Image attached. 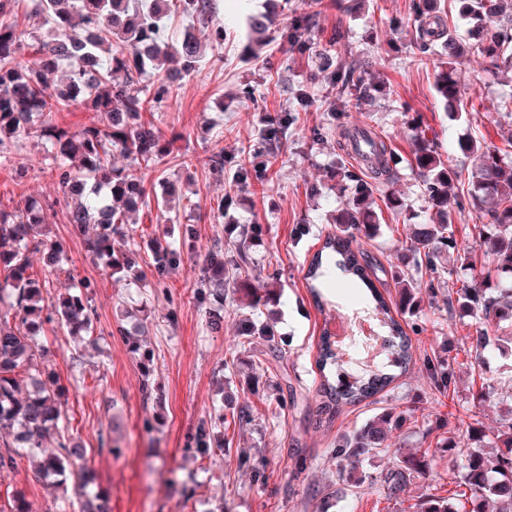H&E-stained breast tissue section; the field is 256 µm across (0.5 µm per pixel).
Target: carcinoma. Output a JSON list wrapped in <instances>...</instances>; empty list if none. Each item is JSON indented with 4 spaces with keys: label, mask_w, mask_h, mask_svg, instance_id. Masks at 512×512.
<instances>
[{
    "label": "carcinoma",
    "mask_w": 512,
    "mask_h": 512,
    "mask_svg": "<svg viewBox=\"0 0 512 512\" xmlns=\"http://www.w3.org/2000/svg\"><path fill=\"white\" fill-rule=\"evenodd\" d=\"M458 14L473 24L471 38L449 32L437 0H414L418 46L427 53L440 45L447 61L439 72L435 89L445 110L462 117L463 99L455 78L456 67L464 64L474 51L488 59L499 71H512V0H454ZM13 0H0V163L11 161L16 144L34 127L47 138V154L52 160L58 184L73 202L68 221L86 237L88 248L105 260L116 274L130 267L135 251L131 249L122 225L149 203L144 175L118 169L108 158L112 152L124 154L131 163L156 167L170 154V143L160 131L144 120L165 102L178 79L169 73L166 63L171 37L165 19L177 9L191 19L177 41L182 70L189 73L199 65L203 54L196 37L190 35L193 23L209 21L212 0H37L39 54L30 62L19 60L23 32L11 21ZM275 15L266 13L250 18L256 44L274 25ZM314 19L299 17L285 39L292 47L307 51L305 32ZM316 74L336 86V67L329 56L320 58ZM355 95L368 96L377 85L366 73L348 78ZM79 103L98 115V120L70 131L53 122L57 112H67ZM309 99L295 98L292 107L266 121L260 130V147L238 165L235 180L248 185L266 176V168L255 162L262 153L279 151L286 140L299 109ZM362 154L375 177H389L388 147L381 141L365 138ZM467 156H476L468 169L448 165L429 141H414L411 166L425 185L428 209L433 212L426 224H413L410 245L391 265L397 288L398 313L416 316L421 308L423 271L439 272L442 251L456 250L454 264L462 270H474L472 250L458 244L449 209L454 188L467 183L468 199L477 207L486 223L478 226L476 244L482 252L484 269L462 281L448 293V306L479 316L484 323L464 337L465 363L480 367L492 352L509 353L507 343L489 335L491 328L512 324V165L498 153L482 150L474 140L459 142ZM161 189L157 206L168 205L176 189L168 177H156ZM375 184L363 177L351 180L348 197L334 218L336 233L328 237L323 249L312 259L308 270L309 290L317 306H324L325 282L336 267L366 288L358 303L376 315L384 332L382 351L385 361L370 366L356 363L362 341L356 340L347 354L337 348L334 336H320L316 363L321 381L318 415L331 419L336 410L370 398L394 380L390 367L407 365L412 360L410 340L400 322L392 315L385 297L369 278L371 259L362 242L375 239L380 230V214L374 200ZM41 213L0 210V479L14 472L21 461L39 478L53 477L63 487H71L70 496L58 505L67 512L71 501L79 503V512H106L102 491L86 464L87 449L70 437H61L54 448L45 446L53 435L65 429L66 415L61 409L62 389L54 386L41 361V336L46 324L55 321L72 336L92 332L94 310L89 305L92 284L81 281L75 291L61 295L54 305L55 316L42 315L43 290L50 277L59 271L65 255L59 240L43 239L35 227L43 223ZM261 234L253 225L243 229L239 260L226 277L224 251L219 248L207 256V276L201 281V294L224 297V283L242 294L247 307L256 310L274 305L279 288L253 283L246 270L247 247ZM48 255L44 278L29 273L32 252ZM159 277H165L177 257L170 243H156L153 250ZM244 332L259 335L278 346L273 327L246 321ZM458 356L437 355L427 360L429 378L438 389L446 390L454 374ZM466 434L470 446L463 454L460 475L452 478L454 489L448 495L429 493L412 505L413 512H485L489 503L497 512H512V399L504 403L499 428L486 431L478 412L470 415ZM403 415L388 411L363 425L338 448V455L357 471L366 457L391 447L394 431L403 425ZM427 452L417 450L401 456L388 470L381 484V496L398 501L407 484L429 474Z\"/></svg>",
    "instance_id": "cac0c4a2"
}]
</instances>
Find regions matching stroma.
I'll use <instances>...</instances> for the list:
<instances>
[{
    "instance_id": "35a3bbf8",
    "label": "stroma",
    "mask_w": 512,
    "mask_h": 512,
    "mask_svg": "<svg viewBox=\"0 0 512 512\" xmlns=\"http://www.w3.org/2000/svg\"><path fill=\"white\" fill-rule=\"evenodd\" d=\"M214 3L216 18L224 24L223 46L212 47L207 30L198 29L202 62L175 84L169 102L153 118L173 143L160 168L184 193L173 206L179 221L165 223L153 205L140 210L125 229L136 251L132 269L111 276L84 236L67 223L44 137L32 134L15 149L11 164H0V209H21L31 199L55 202L45 213V231L64 242L66 257L45 302L55 301L71 281L93 285L94 335L78 342L53 324L42 338L45 367L64 392L68 432L85 444L111 512H214L219 505L224 512H407L435 477L460 465V454H448L443 445L461 435L472 406L471 388L488 383L498 394L512 392V357H493L476 372L456 368L447 391L431 384L424 359L444 344H459L479 324L478 317L448 307L449 290L466 278L465 271L453 269L424 293L421 312L401 321L413 345L410 370L375 398L344 407L331 424L317 425L316 344L326 319L350 311L358 293L349 280L330 279L331 304L322 312L305 280L313 255L336 231L332 214L345 201L341 192L328 188L331 170L340 164L353 173L361 170L357 159L339 149L338 135L370 129L391 153L397 178L381 184L377 197L397 193L403 207L383 209L379 235L367 251L378 265L375 285L383 295H395L384 267L405 247L409 225L430 217L422 182L409 165L414 136L424 134L461 167L471 164L457 149L467 139L498 149L512 161L507 140L512 115L502 106L512 98V73L491 74L487 59L478 54L458 66L472 111L470 121H458L436 96L438 56L417 47L408 22L412 0H360L355 6L350 0L318 5L285 0L270 43L257 58L248 49L247 17L264 12L266 0ZM312 13L318 14V25L307 38L315 50L333 57L337 76L365 60L383 82L382 91L338 104L335 90L314 78L310 57L289 51L284 34L292 18ZM303 89L312 104L289 126L287 145L267 157L265 184H237V161L256 144L264 117L284 111ZM219 150L225 155L220 174L205 164ZM314 183L324 185L322 196L309 197L307 188ZM227 194L233 206L225 217H214L212 206ZM249 224L261 225L262 233L248 250V270L262 282L277 273L280 302L252 314L243 299L225 290L224 326L209 332L211 305L197 295L205 258L216 243L232 250ZM159 241L178 245L181 253L161 287L153 268ZM271 314L283 341L279 358L271 356L266 343H245L239 334L245 316L262 321ZM129 333L150 353V367L131 352ZM146 384L151 387L147 395L142 392ZM228 395L235 407L248 409V424L229 415L218 418ZM387 410L402 413L406 422L387 452L363 461V480L352 482L336 449L345 436ZM201 427L214 437L206 457L191 442ZM102 434L119 439L121 456L99 450ZM416 448L428 450L430 476L414 480L400 503L381 499L382 475L401 453ZM4 485L24 494L32 512H54L64 497L62 487L35 478L25 464ZM185 486L193 489L192 500H183Z\"/></svg>"
}]
</instances>
